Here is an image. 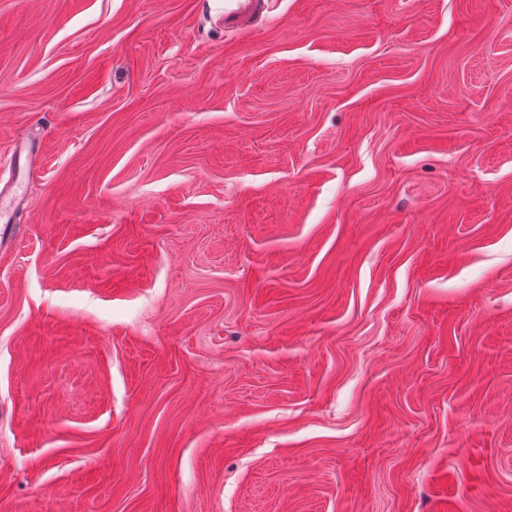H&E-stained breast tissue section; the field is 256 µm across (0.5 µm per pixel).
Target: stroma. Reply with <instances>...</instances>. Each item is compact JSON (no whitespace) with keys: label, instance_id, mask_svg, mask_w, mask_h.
<instances>
[{"label":"stroma","instance_id":"1","mask_svg":"<svg viewBox=\"0 0 512 512\" xmlns=\"http://www.w3.org/2000/svg\"><path fill=\"white\" fill-rule=\"evenodd\" d=\"M0 0V512H512V0ZM236 3H229L226 10V25H234L246 12H263L267 9L268 3L265 0H229ZM235 5V7H234Z\"/></svg>","mask_w":512,"mask_h":512}]
</instances>
